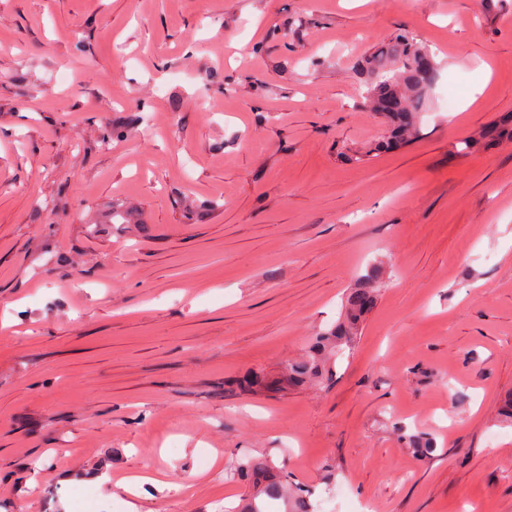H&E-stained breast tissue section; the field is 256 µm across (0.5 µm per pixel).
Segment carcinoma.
<instances>
[{
	"mask_svg": "<svg viewBox=\"0 0 512 512\" xmlns=\"http://www.w3.org/2000/svg\"><path fill=\"white\" fill-rule=\"evenodd\" d=\"M371 81L362 93L364 106L386 117L390 122L389 135L375 147L362 154L350 156L361 162L398 145L410 143L417 134L416 115L424 111L426 94L434 80L436 63L434 54L411 33H400L383 43L365 60ZM382 278L379 268L369 275L371 285L356 288L346 300L345 318L336 327L316 337L308 352L288 362L277 381L269 383L265 377L252 373L239 383L245 391H261L274 385L286 388L308 383L325 384L331 380L335 361L351 349L365 316L375 307ZM230 478L246 481L254 494L243 499L237 512H267L274 502L281 501L286 512H309L307 490L274 472L267 460L249 458L234 466Z\"/></svg>",
	"mask_w": 512,
	"mask_h": 512,
	"instance_id": "obj_1",
	"label": "carcinoma"
}]
</instances>
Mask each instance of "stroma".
<instances>
[{
  "label": "stroma",
  "instance_id": "35a3bbf8",
  "mask_svg": "<svg viewBox=\"0 0 512 512\" xmlns=\"http://www.w3.org/2000/svg\"><path fill=\"white\" fill-rule=\"evenodd\" d=\"M402 30L420 133L344 161ZM510 112L512 0H0V512H215L245 456L330 512H512V140L455 152ZM377 265L330 385L239 392Z\"/></svg>",
  "mask_w": 512,
  "mask_h": 512
}]
</instances>
